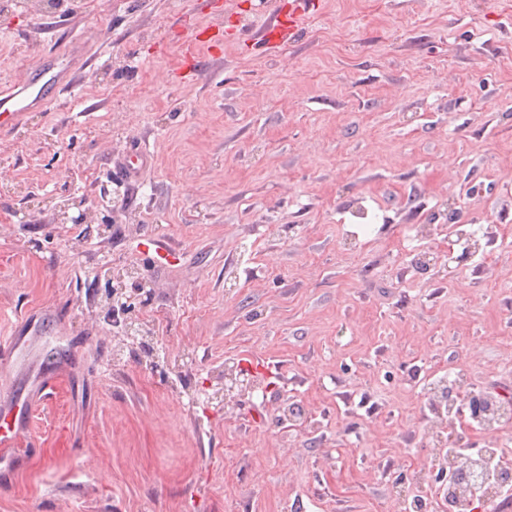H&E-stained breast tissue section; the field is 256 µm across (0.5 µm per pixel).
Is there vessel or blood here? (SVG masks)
<instances>
[{
	"label": "vessel or blood",
	"mask_w": 512,
	"mask_h": 512,
	"mask_svg": "<svg viewBox=\"0 0 512 512\" xmlns=\"http://www.w3.org/2000/svg\"><path fill=\"white\" fill-rule=\"evenodd\" d=\"M310 5V0H293L287 14L265 29L267 42L278 48L291 43ZM54 57L53 63L44 65L37 73L27 77L17 90L0 94V132L14 129L24 112L70 87L74 75L64 64L65 53L55 52ZM150 159L148 151L136 149L117 164L116 171L127 181H137L149 166ZM31 410L32 404L28 401L19 400L9 405L11 418L6 428L0 429V470L16 467L13 449L20 435L29 428Z\"/></svg>",
	"instance_id": "obj_1"
}]
</instances>
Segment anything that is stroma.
Segmentation results:
<instances>
[{
	"instance_id": "obj_1",
	"label": "stroma",
	"mask_w": 512,
	"mask_h": 512,
	"mask_svg": "<svg viewBox=\"0 0 512 512\" xmlns=\"http://www.w3.org/2000/svg\"><path fill=\"white\" fill-rule=\"evenodd\" d=\"M259 2L0 0V84L72 43L87 61L0 135V335L22 342L0 386L38 401L0 512H400L434 446L512 449L430 435L426 387L512 393V0H314L275 52L289 0ZM189 27L224 39L183 74ZM107 188L109 223L55 224ZM452 204L479 236L462 267ZM126 267L150 357L102 312ZM239 363L253 390L200 398ZM292 403L303 427L277 422ZM150 159L149 152L138 147L134 153L116 165V172L125 180L135 182L140 179L144 170L150 165Z\"/></svg>"
}]
</instances>
